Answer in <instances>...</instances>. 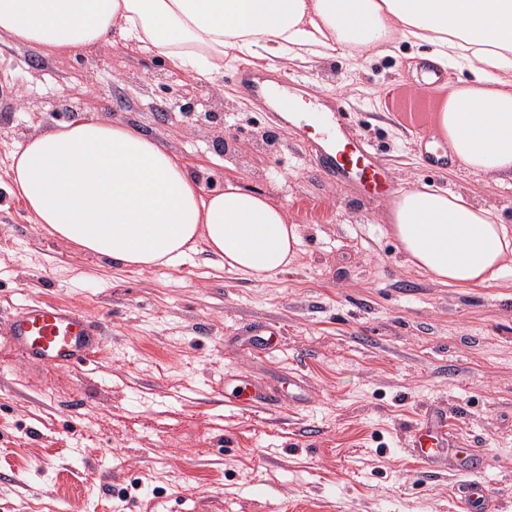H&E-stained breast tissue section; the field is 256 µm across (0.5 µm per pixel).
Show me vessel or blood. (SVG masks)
<instances>
[{
  "label": "vessel or blood",
  "mask_w": 512,
  "mask_h": 512,
  "mask_svg": "<svg viewBox=\"0 0 512 512\" xmlns=\"http://www.w3.org/2000/svg\"><path fill=\"white\" fill-rule=\"evenodd\" d=\"M232 79L244 95L270 103L286 123L303 131L302 146L318 172L362 186L377 196H388L389 177L376 164L370 144L352 136V120L343 100L328 104L314 100L301 105L290 84L272 83L245 67L236 70ZM424 145L430 169L443 170L452 163L446 143L428 139ZM103 347L100 326L72 307L26 304L0 322V348L48 368L87 367ZM227 399L241 407L271 412L278 408L275 393L259 383L236 386ZM446 419V412L436 410L420 421L412 433L411 451L430 469H440L450 462L467 474V481L459 489L458 506L462 512H483L488 491L474 475L484 467L485 459L455 448L442 428Z\"/></svg>",
  "instance_id": "obj_1"
}]
</instances>
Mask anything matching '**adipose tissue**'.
I'll return each instance as SVG.
<instances>
[{
    "label": "adipose tissue",
    "instance_id": "adipose-tissue-1",
    "mask_svg": "<svg viewBox=\"0 0 512 512\" xmlns=\"http://www.w3.org/2000/svg\"><path fill=\"white\" fill-rule=\"evenodd\" d=\"M0 32L43 53L74 55L120 33L198 81L228 51L358 59L394 41L471 79L433 95L430 118L463 167L512 173V0H0ZM12 192L36 223L125 267L175 266L198 250L266 278L297 256L283 205L225 181L205 191L141 130L83 119L32 137L12 155ZM391 233L410 268L445 285L512 279V226L429 187L392 195Z\"/></svg>",
    "mask_w": 512,
    "mask_h": 512
}]
</instances>
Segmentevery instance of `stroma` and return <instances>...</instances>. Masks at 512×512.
Returning <instances> with one entry per match:
<instances>
[{
	"label": "stroma",
	"instance_id": "1",
	"mask_svg": "<svg viewBox=\"0 0 512 512\" xmlns=\"http://www.w3.org/2000/svg\"><path fill=\"white\" fill-rule=\"evenodd\" d=\"M416 52L232 50L196 82L117 34L56 57L0 33V321L29 299L69 304L105 339L77 371L0 356V512H455L460 473L428 472L408 451L437 408L453 440L483 450L489 512H512V281L459 288L410 269L386 199L321 176L297 129L230 81L244 64L299 96L342 98L397 189L449 190L512 225V174L424 167L401 97L425 65ZM202 104L215 119L195 117ZM90 118L141 129L206 190L233 179L284 204L297 260L272 280L203 252L127 269L50 235L12 194L10 157ZM261 323L282 330L262 351L247 335ZM236 374L271 387L279 414L225 405Z\"/></svg>",
	"mask_w": 512,
	"mask_h": 512
}]
</instances>
